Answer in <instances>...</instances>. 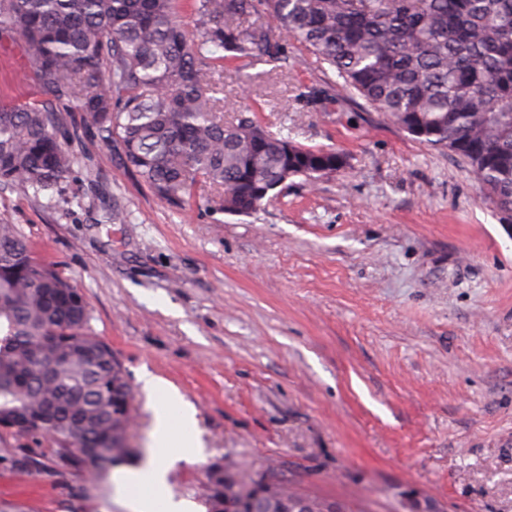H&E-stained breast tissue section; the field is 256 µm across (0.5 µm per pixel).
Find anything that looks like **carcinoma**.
<instances>
[{"mask_svg": "<svg viewBox=\"0 0 512 512\" xmlns=\"http://www.w3.org/2000/svg\"><path fill=\"white\" fill-rule=\"evenodd\" d=\"M0 0V30L19 33L49 98L0 108V185L54 193L78 164L66 139L93 129L121 150L154 196L184 206L201 182L219 209L250 215L294 177L312 182L348 165L252 117L224 122L226 61L272 67L282 37L327 64L336 83L410 135L459 158L495 207L512 214V0ZM270 24H245L259 14ZM72 102L73 115L58 103ZM73 286L0 223V415L23 408L55 420L61 459L100 477L133 458L125 446L134 399L90 314L39 294ZM103 344L85 363L59 360ZM224 512V466L204 485Z\"/></svg>", "mask_w": 512, "mask_h": 512, "instance_id": "cac0c4a2", "label": "carcinoma"}]
</instances>
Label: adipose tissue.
I'll list each match as a JSON object with an SVG mask.
<instances>
[{"label": "adipose tissue", "instance_id": "ef3b65f1", "mask_svg": "<svg viewBox=\"0 0 512 512\" xmlns=\"http://www.w3.org/2000/svg\"><path fill=\"white\" fill-rule=\"evenodd\" d=\"M144 386L154 400L151 446L142 467L120 474L118 490L133 512H195L188 500L170 495L157 503L146 493L150 485L165 487L168 470L174 461H196L200 451L199 440L193 430L195 418L191 408L161 378H146Z\"/></svg>", "mask_w": 512, "mask_h": 512}]
</instances>
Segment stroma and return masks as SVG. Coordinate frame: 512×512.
Returning <instances> with one entry per match:
<instances>
[{"mask_svg": "<svg viewBox=\"0 0 512 512\" xmlns=\"http://www.w3.org/2000/svg\"><path fill=\"white\" fill-rule=\"evenodd\" d=\"M284 51L275 71L227 63L225 120L249 111L346 168L248 216L205 183L179 209L83 129L60 191L0 187V221L85 296L134 390L129 447L153 424L144 375L194 406L202 460L170 467L174 497L203 505L218 462L353 512H512V229L456 157ZM42 98L22 39L0 34V106ZM0 512L128 510L111 475L0 430Z\"/></svg>", "mask_w": 512, "mask_h": 512, "instance_id": "35a3bbf8", "label": "stroma"}]
</instances>
